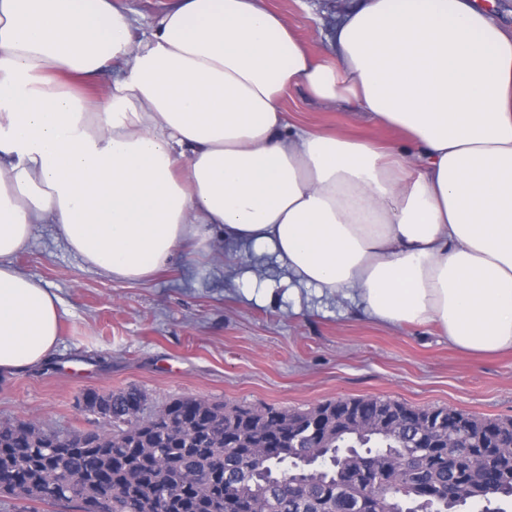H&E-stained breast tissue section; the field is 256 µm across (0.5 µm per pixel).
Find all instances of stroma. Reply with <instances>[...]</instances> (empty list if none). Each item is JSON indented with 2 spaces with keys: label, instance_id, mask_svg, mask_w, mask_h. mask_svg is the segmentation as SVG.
Listing matches in <instances>:
<instances>
[{
  "label": "stroma",
  "instance_id": "35a3bbf8",
  "mask_svg": "<svg viewBox=\"0 0 512 512\" xmlns=\"http://www.w3.org/2000/svg\"><path fill=\"white\" fill-rule=\"evenodd\" d=\"M318 53L328 48L336 0H268ZM297 122L395 142L364 113L286 96ZM18 268L60 301L59 344L39 368L0 380V420L94 430L79 405L89 390L136 388L152 404L194 396L230 405L303 411L336 399L380 397L512 418V352L475 358L437 328H394L358 303L294 287L271 255H177L144 283L87 267L37 225Z\"/></svg>",
  "mask_w": 512,
  "mask_h": 512
}]
</instances>
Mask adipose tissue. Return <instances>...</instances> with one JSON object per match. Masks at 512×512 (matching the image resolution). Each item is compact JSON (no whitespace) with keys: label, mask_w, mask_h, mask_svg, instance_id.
Wrapping results in <instances>:
<instances>
[{"label":"adipose tissue","mask_w":512,"mask_h":512,"mask_svg":"<svg viewBox=\"0 0 512 512\" xmlns=\"http://www.w3.org/2000/svg\"><path fill=\"white\" fill-rule=\"evenodd\" d=\"M293 89L402 142L295 124ZM39 224L132 283L220 236L381 323L510 351L512 32L480 0H349L319 56L266 0H170L144 29L122 0H0V376L59 341L14 264Z\"/></svg>","instance_id":"adipose-tissue-1"}]
</instances>
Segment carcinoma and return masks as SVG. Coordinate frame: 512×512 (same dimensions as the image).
I'll use <instances>...</instances> for the list:
<instances>
[{
	"mask_svg": "<svg viewBox=\"0 0 512 512\" xmlns=\"http://www.w3.org/2000/svg\"><path fill=\"white\" fill-rule=\"evenodd\" d=\"M101 427L0 422V495L78 512H508L512 419L379 397L304 411L87 391Z\"/></svg>",
	"mask_w": 512,
	"mask_h": 512,
	"instance_id": "1",
	"label": "carcinoma"
}]
</instances>
